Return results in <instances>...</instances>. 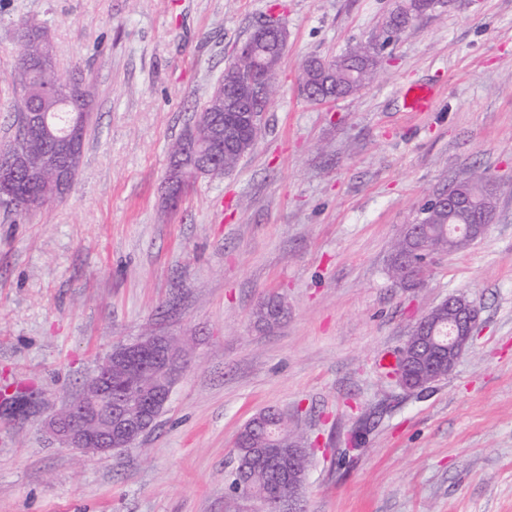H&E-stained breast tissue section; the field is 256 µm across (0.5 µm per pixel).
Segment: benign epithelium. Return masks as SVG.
I'll return each instance as SVG.
<instances>
[{"mask_svg":"<svg viewBox=\"0 0 512 512\" xmlns=\"http://www.w3.org/2000/svg\"><path fill=\"white\" fill-rule=\"evenodd\" d=\"M266 46L268 55L279 57L286 43V31L274 22L258 26L239 47L238 54L253 52L256 43ZM79 88L72 87L63 96L60 107L69 115L68 128L58 134L53 150L34 158L18 154L9 155L0 162V198L8 200L21 176L37 180L42 172L64 155L77 152L84 127L83 113L86 108L77 99ZM224 111L235 113V124L249 132L262 122L263 113L248 109L235 97L224 99ZM212 136L206 155H216L227 147L237 146L238 138H224V116L219 112L208 113ZM50 125V113L25 112L21 117L23 132L40 133ZM199 146L191 140L184 144L182 157L174 161L171 178L183 186L188 179L210 176L216 171L215 164L203 158L195 163ZM432 205H446L454 211L470 214L472 223L463 224L448 233V251L465 247L487 232L494 212L473 209L471 200L451 186L429 200ZM479 318L478 310L463 297H448V325H425L423 337L417 345L402 347L397 355L398 373L393 381L406 387L413 375L416 363L430 354L428 337L441 336L435 350H444L458 358L468 348ZM184 370L181 354L177 352L171 336H143L112 351L96 368V372L84 392L71 401L63 413L52 416L46 422L48 433L62 448L79 455H109L114 450L131 447L147 433L169 401L172 387ZM267 512H299L296 495H282L266 505Z\"/></svg>","mask_w":512,"mask_h":512,"instance_id":"benign-epithelium-1","label":"benign epithelium"}]
</instances>
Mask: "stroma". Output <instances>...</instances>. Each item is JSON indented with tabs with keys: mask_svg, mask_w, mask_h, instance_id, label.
Masks as SVG:
<instances>
[{
	"mask_svg": "<svg viewBox=\"0 0 512 512\" xmlns=\"http://www.w3.org/2000/svg\"><path fill=\"white\" fill-rule=\"evenodd\" d=\"M401 2L0 0V149L20 20L94 95L70 192L21 218L0 206V512H260L231 482L267 408L312 453L302 512H512V0H446L386 35ZM268 21L287 47L253 148L173 193L171 143ZM369 41L372 83L306 98L307 59ZM409 82L434 87L431 111L404 109ZM470 170L498 187L488 231L396 285V238ZM271 295L288 315L267 326ZM452 295L480 311L471 344L401 389L382 360ZM150 333L187 363L155 426L103 457L59 447L46 420Z\"/></svg>",
	"mask_w": 512,
	"mask_h": 512,
	"instance_id": "1",
	"label": "stroma"
}]
</instances>
